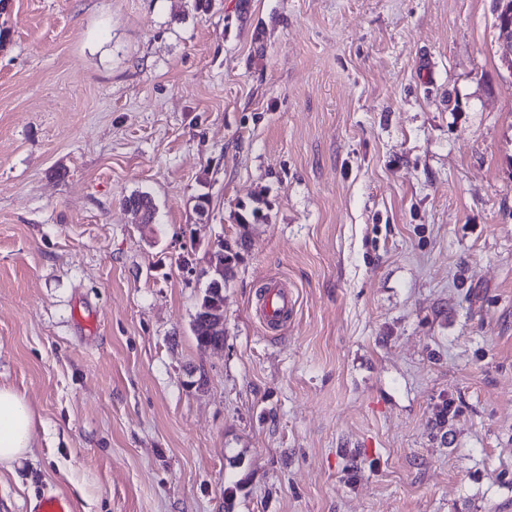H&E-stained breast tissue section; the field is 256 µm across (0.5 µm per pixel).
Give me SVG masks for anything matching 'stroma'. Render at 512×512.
<instances>
[{"label": "stroma", "mask_w": 512, "mask_h": 512, "mask_svg": "<svg viewBox=\"0 0 512 512\" xmlns=\"http://www.w3.org/2000/svg\"><path fill=\"white\" fill-rule=\"evenodd\" d=\"M0 386L34 414L0 512H512L493 0H8ZM288 291L276 284L266 289L262 301V313L264 320L269 325L278 324L290 310ZM200 313L213 332L218 336L224 335V303L211 300L200 310ZM30 512H72V508L63 494L49 489L37 499Z\"/></svg>", "instance_id": "1"}]
</instances>
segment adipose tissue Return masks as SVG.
Here are the masks:
<instances>
[{"label":"adipose tissue","mask_w":512,"mask_h":512,"mask_svg":"<svg viewBox=\"0 0 512 512\" xmlns=\"http://www.w3.org/2000/svg\"><path fill=\"white\" fill-rule=\"evenodd\" d=\"M33 426L34 415L24 396L0 387V468H12L31 452Z\"/></svg>","instance_id":"1"}]
</instances>
